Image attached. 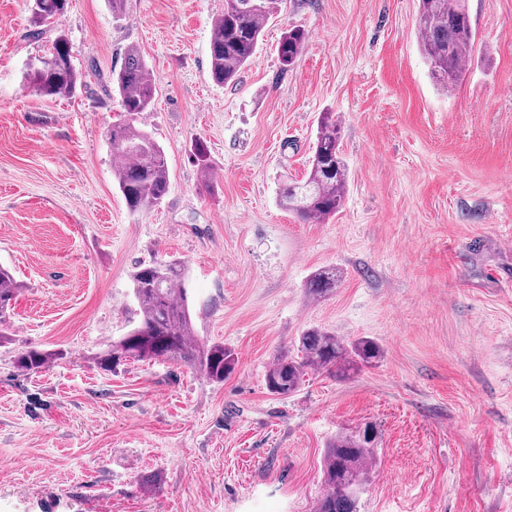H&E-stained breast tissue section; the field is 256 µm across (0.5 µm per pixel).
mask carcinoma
Instances as JSON below:
<instances>
[{
  "mask_svg": "<svg viewBox=\"0 0 512 512\" xmlns=\"http://www.w3.org/2000/svg\"><path fill=\"white\" fill-rule=\"evenodd\" d=\"M34 23L50 27L68 9L69 0H30ZM267 21L264 0H224V13L212 22L209 43L211 78L224 84L249 63L256 52ZM420 50L437 87L455 88L464 78L473 52L474 33L465 0H419ZM307 41V33L293 28L282 37L278 54L283 67L295 63ZM44 65L27 73L29 84L44 97H57L76 90L78 72L69 45L59 36L44 55ZM119 95L120 118L107 130L114 152L125 159L117 168V183L129 211L141 214L161 203L170 187L165 154L145 131L134 125L137 115L154 102L155 85L139 51H125L124 63L113 74ZM192 159L202 175L211 172L212 162L205 142L197 139ZM347 168L340 150V125L327 112L318 125L316 140L305 178L284 185L282 206L305 224H322L342 207ZM336 270L312 274L308 297L321 299L336 288ZM19 288L8 269L0 267V317H5ZM133 293L139 311L138 324L112 343L98 357L108 370L131 359L158 361L180 359L198 368L209 380L224 381L235 367L234 352L222 343L202 345L194 337L185 268L177 260H154L141 264L133 274ZM379 344L362 338L344 342L335 333L310 328L297 340L296 356H281L268 368L265 386L269 393L287 397L296 393L309 368L332 369L343 379L350 372L377 362ZM58 354L36 348L18 352L14 367L21 372L39 369ZM377 432H342L324 455L326 492L317 500L315 512H358L364 491L367 465L373 455Z\"/></svg>",
  "mask_w": 512,
  "mask_h": 512,
  "instance_id": "cac0c4a2",
  "label": "carcinoma"
}]
</instances>
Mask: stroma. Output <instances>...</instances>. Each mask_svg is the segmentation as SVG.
Wrapping results in <instances>:
<instances>
[{"instance_id": "obj_1", "label": "stroma", "mask_w": 512, "mask_h": 512, "mask_svg": "<svg viewBox=\"0 0 512 512\" xmlns=\"http://www.w3.org/2000/svg\"><path fill=\"white\" fill-rule=\"evenodd\" d=\"M418 0H272L250 64L210 76L224 0H70L36 34L28 0H0V266L20 286L0 347V512H314L326 447L371 422L359 512H512V0H468L464 81L437 90ZM307 45L282 68L278 45ZM81 80L46 98L26 79L56 33ZM136 47L155 82L137 120L170 190L130 213L106 130L112 73ZM341 124L343 207L324 224L283 209L323 113ZM208 145L203 177L190 157ZM187 268L198 341L237 356L224 382L176 359L98 356L137 321L138 264ZM341 279L307 297L319 270ZM383 355L339 381L264 375L302 331ZM56 360L29 374L11 359ZM307 41V33L303 29L293 28L282 37L278 54L284 68L295 63L302 53ZM57 358L56 353H49L36 348H29L18 352L13 357L14 367L21 372L39 369Z\"/></svg>"}]
</instances>
